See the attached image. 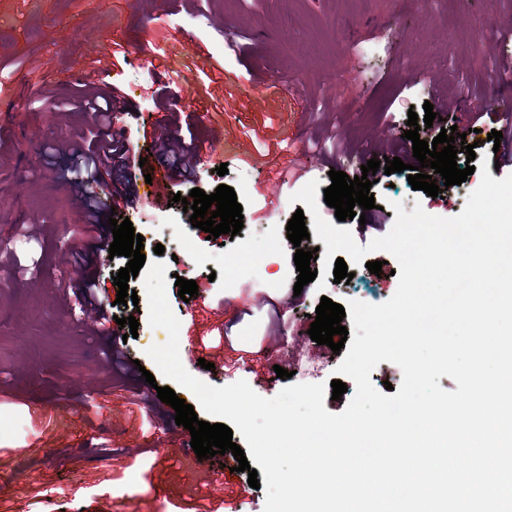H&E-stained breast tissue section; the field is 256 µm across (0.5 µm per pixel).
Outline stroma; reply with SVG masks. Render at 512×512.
<instances>
[{
	"label": "stroma",
	"instance_id": "35a3bbf8",
	"mask_svg": "<svg viewBox=\"0 0 512 512\" xmlns=\"http://www.w3.org/2000/svg\"><path fill=\"white\" fill-rule=\"evenodd\" d=\"M196 39L203 53L192 51ZM117 45L126 62L111 63ZM97 55L100 82L128 107L113 131L130 164L107 193L88 178L72 197L65 183L75 161L62 145L69 132L63 103ZM508 59L512 0H0V141L22 148L39 174L16 182L0 212V238L11 243V262L0 266V512H213L212 470L222 465L232 512H264L265 490L249 487L234 458L198 460L189 431L158 399L157 387L169 381L147 350L168 334L148 323L141 278L128 281L138 305L117 303L113 279L124 259L105 264V248L86 250L109 316L104 335L89 331V312L62 287L75 272L71 251L86 206L136 226L154 224L143 237L147 261L196 281L187 301L167 288L188 372L217 387L247 381L265 398L293 382H331L342 358L308 334L321 298L383 303L397 289L399 264L376 251L368 259L382 262L381 275L352 264L350 283L321 292L311 283L294 294L295 251L285 244L297 210L291 196L313 180L329 187L330 170L354 177L367 160L396 157L409 113H423L439 85L452 109L446 122L420 128L421 139L454 125L490 164L492 178L512 174L487 139L491 125L475 133L468 122L479 110L512 114V74L501 67ZM218 71L220 112L203 86ZM17 98L23 106L11 110ZM185 123L197 142L216 143L194 179L175 177L156 198L114 205L124 184L143 176L136 159L156 160L155 137L179 136ZM296 158L304 171L281 176ZM223 163L228 172L217 175ZM269 177L277 185L272 195ZM479 182V174L469 175L433 198L412 189L406 173L386 175L371 188L376 207L366 224L346 226L364 247L390 232L394 203L450 218ZM222 184L234 189L244 224L257 230L250 242L207 239L172 200ZM269 236L282 241L281 251L265 264L248 263L247 253L262 250ZM114 315L135 317L137 337L113 342ZM109 349L120 361H140L141 370L103 381ZM278 366L292 378L276 377ZM147 370L154 383H146Z\"/></svg>",
	"mask_w": 512,
	"mask_h": 512
}]
</instances>
